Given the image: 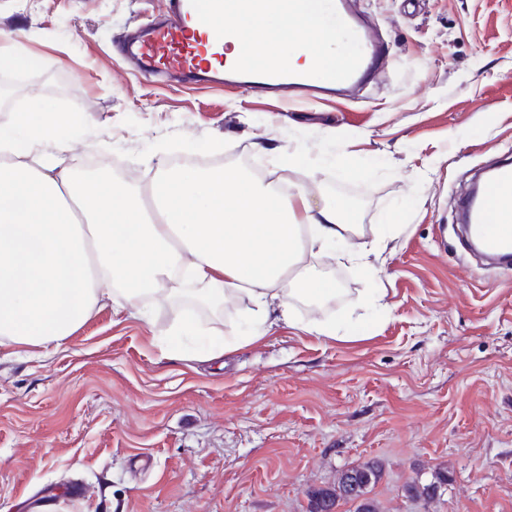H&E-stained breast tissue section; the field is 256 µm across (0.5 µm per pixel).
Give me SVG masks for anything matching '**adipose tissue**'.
<instances>
[{"label":"adipose tissue","mask_w":512,"mask_h":512,"mask_svg":"<svg viewBox=\"0 0 512 512\" xmlns=\"http://www.w3.org/2000/svg\"><path fill=\"white\" fill-rule=\"evenodd\" d=\"M229 54L262 49L269 62L317 74L340 68L354 48L331 21L326 0H267L258 11H229ZM76 120L15 114L0 126V337L58 349L103 303L116 314L149 315L148 302L200 283L199 303L221 306L246 293L256 341L293 325L298 298L335 297L332 280L301 276L306 251L345 241L353 216L343 204L312 205L240 171H166L144 207L131 184L77 176L66 153ZM56 153H43L45 143Z\"/></svg>","instance_id":"obj_1"}]
</instances>
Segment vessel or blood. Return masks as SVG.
Returning <instances> with one entry per match:
<instances>
[{"label":"vessel or blood","mask_w":512,"mask_h":512,"mask_svg":"<svg viewBox=\"0 0 512 512\" xmlns=\"http://www.w3.org/2000/svg\"><path fill=\"white\" fill-rule=\"evenodd\" d=\"M258 4L259 0H168V18L144 25L122 51L147 75L163 73L185 82L291 97H333L340 87L361 83L380 70L383 52L354 21L346 0H333L334 15L350 31L358 50L346 66L324 73L321 83H314L310 73L263 62L257 51L226 57L225 11L233 5L249 9ZM459 208L484 253L504 260L512 256V164L493 169L484 194L463 198Z\"/></svg>","instance_id":"obj_1"}]
</instances>
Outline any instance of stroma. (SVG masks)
Here are the masks:
<instances>
[{
	"label": "stroma",
	"mask_w": 512,
	"mask_h": 512,
	"mask_svg": "<svg viewBox=\"0 0 512 512\" xmlns=\"http://www.w3.org/2000/svg\"><path fill=\"white\" fill-rule=\"evenodd\" d=\"M384 46L345 101H293L132 70L124 39L166 0H0V50L26 69L13 113L82 116L75 159L148 189L168 165L237 167L312 201L350 202L366 268L307 257L336 281L297 327L246 342L247 295L148 319L105 305L40 358L0 344V512H307L309 490L378 460L380 512H512V267L455 232L477 170L512 156V0H348ZM200 333L175 354L168 334ZM328 321L332 338L308 333ZM222 334V360L192 354ZM448 474L434 498L405 488Z\"/></svg>",
	"instance_id": "obj_1"
}]
</instances>
